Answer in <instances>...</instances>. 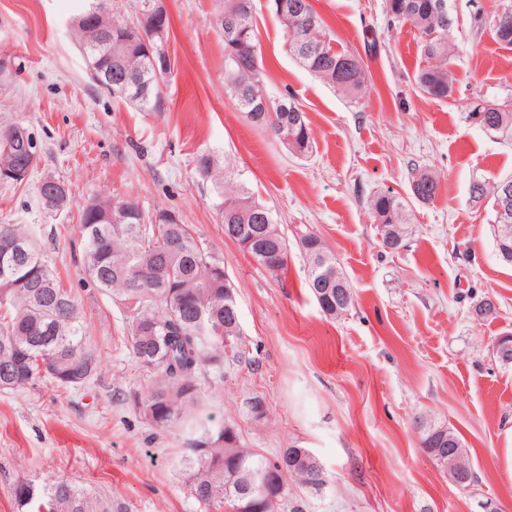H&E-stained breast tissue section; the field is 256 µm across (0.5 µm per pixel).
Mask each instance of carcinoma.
Listing matches in <instances>:
<instances>
[{"instance_id": "1", "label": "carcinoma", "mask_w": 512, "mask_h": 512, "mask_svg": "<svg viewBox=\"0 0 512 512\" xmlns=\"http://www.w3.org/2000/svg\"><path fill=\"white\" fill-rule=\"evenodd\" d=\"M288 8L274 9L283 27V46L312 75L351 102L366 92L368 73L357 56L333 47L330 28L311 0H285ZM439 0H387L390 18L411 26L427 66L414 76L418 89L440 99L448 97L454 53L448 45L451 22L437 9ZM217 24L224 34V90L236 111L251 124L271 131L289 152L306 157L313 142L306 112L291 94L269 102L265 67L254 21V0H222ZM490 25L499 45L512 47V12L491 18L474 16V26ZM170 16L165 0H140L136 20L112 14L111 0H91L71 20V33L98 88L150 112L161 106L160 84L170 67L163 43L168 39ZM152 54L142 50V35ZM321 43L311 51L308 42ZM112 82H107V75ZM480 127L489 133H512V104L484 96ZM19 123L0 126V171L25 160L37 165L39 153L31 135L12 137ZM199 175L212 186L214 206L224 224V235L236 242L257 265L276 278L288 271V242L269 208L212 155L195 159ZM502 181L472 188V198L490 197L495 212L494 246L502 262L512 265V210L501 211ZM421 202L434 200L438 181L417 172L411 184ZM43 209L61 213L69 204V188L56 178L35 187ZM382 244L405 237L410 223L408 204L391 192L370 200ZM171 211L146 212L130 199L99 197L79 215L83 265L89 280L117 301L128 322L127 342L140 366L153 379L132 395L141 419L156 431L184 427L188 431L180 469L187 476L190 495L211 509L234 508L246 502V493L258 473L271 476L270 498L262 512H279L286 496V478L318 489L321 466L306 448H285L269 458L241 440L227 441V425H216L201 412L198 374L207 366L219 367L224 354L238 349V316L224 284V260L203 247L189 224L169 219ZM21 240L28 244L24 259L3 256L0 248V391L51 385L79 389L94 379L100 368V349L89 336L77 298L63 286L53 259L27 224H0V243ZM307 269L306 287L320 309L330 317L346 313L354 303L346 276L342 284L328 279L336 271V257L311 231L300 237ZM453 438L445 426H429L421 447L439 465L436 450ZM19 512H126L112 504V496L57 477L44 484L19 482L13 488Z\"/></svg>"}]
</instances>
